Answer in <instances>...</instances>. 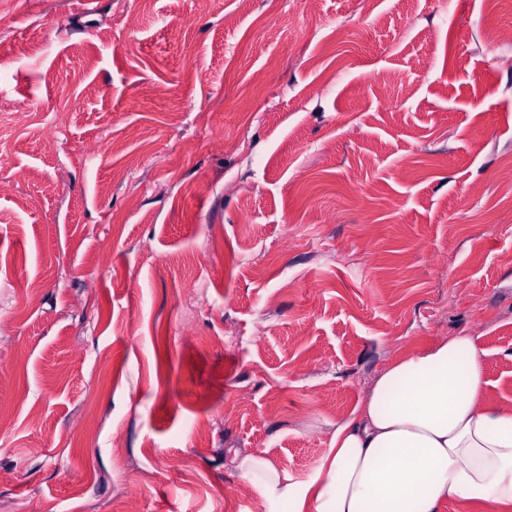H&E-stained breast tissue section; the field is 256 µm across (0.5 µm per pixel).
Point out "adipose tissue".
I'll return each mask as SVG.
<instances>
[{
	"label": "adipose tissue",
	"mask_w": 512,
	"mask_h": 512,
	"mask_svg": "<svg viewBox=\"0 0 512 512\" xmlns=\"http://www.w3.org/2000/svg\"><path fill=\"white\" fill-rule=\"evenodd\" d=\"M485 352L462 332L388 363L337 423L325 464L291 483L262 457L242 475L288 512H512V409L484 398Z\"/></svg>",
	"instance_id": "adipose-tissue-1"
}]
</instances>
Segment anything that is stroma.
I'll return each mask as SVG.
<instances>
[{
  "mask_svg": "<svg viewBox=\"0 0 512 512\" xmlns=\"http://www.w3.org/2000/svg\"><path fill=\"white\" fill-rule=\"evenodd\" d=\"M0 182V512H246L461 332L512 408V0H0Z\"/></svg>",
  "mask_w": 512,
  "mask_h": 512,
  "instance_id": "1",
  "label": "stroma"
}]
</instances>
